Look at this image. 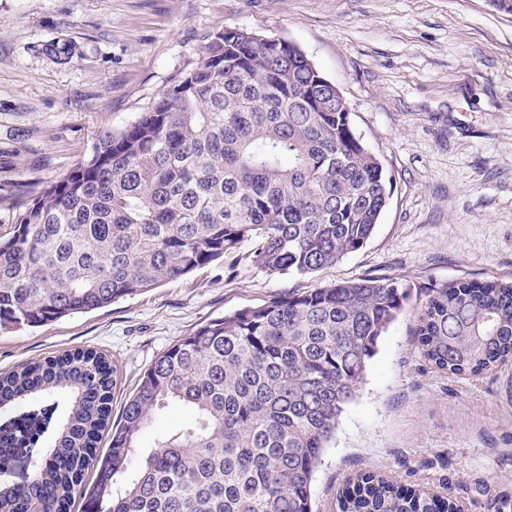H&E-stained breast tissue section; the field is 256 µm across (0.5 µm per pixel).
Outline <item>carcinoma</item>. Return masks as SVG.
<instances>
[{
    "label": "carcinoma",
    "mask_w": 512,
    "mask_h": 512,
    "mask_svg": "<svg viewBox=\"0 0 512 512\" xmlns=\"http://www.w3.org/2000/svg\"><path fill=\"white\" fill-rule=\"evenodd\" d=\"M389 192L336 85L303 50L243 28L209 32L197 63L19 211L0 241V329L101 309L229 256L277 274L334 266L371 238ZM423 289L413 336L437 372L477 376L512 356V286ZM410 297L409 285L361 277L210 320L151 363L115 426L114 369L96 350L0 372V414L54 396L69 404L52 442L33 448L30 479L0 473V512H70L76 492L82 512H312L339 417ZM172 402L195 423L161 434L114 491ZM336 512L457 503L363 470Z\"/></svg>",
    "instance_id": "cac0c4a2"
}]
</instances>
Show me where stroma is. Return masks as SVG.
<instances>
[{"label": "stroma", "mask_w": 512, "mask_h": 512, "mask_svg": "<svg viewBox=\"0 0 512 512\" xmlns=\"http://www.w3.org/2000/svg\"><path fill=\"white\" fill-rule=\"evenodd\" d=\"M228 27L297 44L343 93L392 180L363 248L306 276L216 262L39 328L0 330V371L91 347L116 367L112 416L150 364L209 320L365 276L512 285V15L489 0H0V240L23 203L137 118L202 37ZM68 44L69 59L44 45ZM412 293L380 338L312 482L336 512L375 469L464 512L512 501V358L472 378L435 372L411 336Z\"/></svg>", "instance_id": "1"}]
</instances>
